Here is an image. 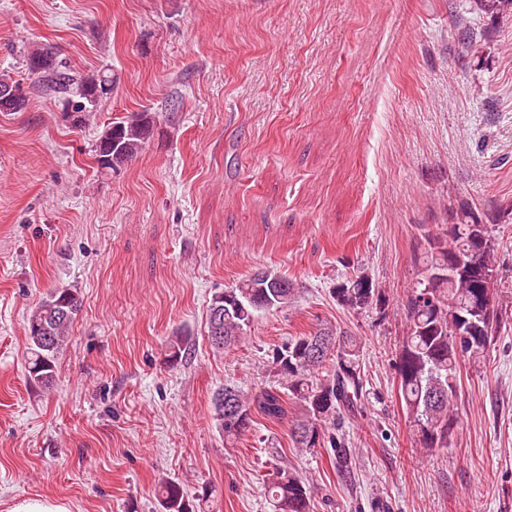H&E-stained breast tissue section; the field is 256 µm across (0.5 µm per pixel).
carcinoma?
Wrapping results in <instances>:
<instances>
[{"mask_svg": "<svg viewBox=\"0 0 512 512\" xmlns=\"http://www.w3.org/2000/svg\"><path fill=\"white\" fill-rule=\"evenodd\" d=\"M484 14L496 18L512 16V0H475ZM28 74L35 76L34 87L60 104L88 101L78 113L76 126H82L89 114L112 94L117 77L104 65L91 73L75 70L61 57L57 47L33 42L24 51ZM156 118L152 112H131L108 123L96 142L98 168L115 171L143 150L153 131ZM471 248L464 236L437 239L428 261L430 275L412 288L404 304L406 330L396 360L398 393L402 408L413 419L421 446L433 451L448 447L452 418L450 404L457 396L462 362L484 356L497 333L494 325H485L469 337L455 335L454 325L477 296L486 297L494 312H499L504 283L479 278L463 283L446 277L452 256H464ZM297 288L288 277L268 271L258 281L249 275L223 292L214 295L209 308L221 306L224 313L223 347L237 344L259 314L284 308L296 297ZM336 304L352 312L370 309L387 315L384 293L367 275L347 277L332 289ZM82 301L77 290L57 288L50 291L32 310L28 318V378L43 389L55 381V364L68 339L69 329L77 318ZM319 336L335 339L337 348L320 361L309 357V342ZM190 350L181 336L168 342L167 362L174 367ZM281 385L249 394L238 387L226 386L213 399L216 420L224 438H239L254 422L257 414L271 422L290 419V438L298 448L313 450L330 444L343 447L336 435H326V424L342 412L355 409L364 388V373L359 363V346L353 336L328 327L299 336L278 350L272 361ZM230 393L245 412L241 420H224L219 406L220 395ZM297 400L300 411L288 415V401ZM274 512H310V485L288 469H279L268 490ZM162 512H194L186 501L183 487L172 480L159 485Z\"/></svg>", "mask_w": 512, "mask_h": 512, "instance_id": "carcinoma-1", "label": "carcinoma"}]
</instances>
